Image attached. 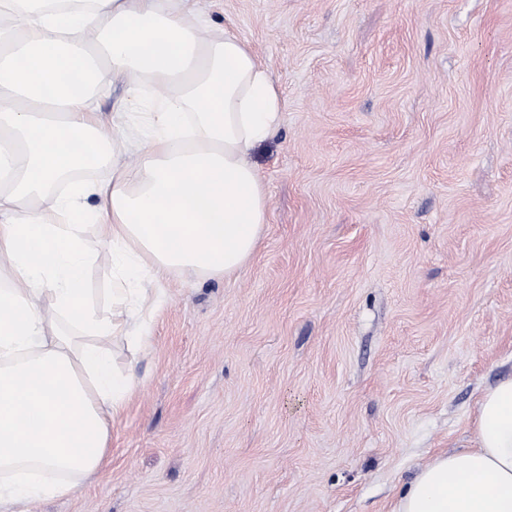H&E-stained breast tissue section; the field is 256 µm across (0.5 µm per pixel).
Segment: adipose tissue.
<instances>
[{"label": "adipose tissue", "instance_id": "1", "mask_svg": "<svg viewBox=\"0 0 512 512\" xmlns=\"http://www.w3.org/2000/svg\"><path fill=\"white\" fill-rule=\"evenodd\" d=\"M111 83L125 95L107 120L87 90ZM282 109L233 26L193 0H0V512L104 467L141 386L109 343L145 342L163 280L248 266L269 206L250 156ZM92 164L109 177L79 179ZM90 225L111 253L105 312L85 284ZM391 512H512V378L481 395L473 446L431 457Z\"/></svg>", "mask_w": 512, "mask_h": 512}]
</instances>
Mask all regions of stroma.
Segmentation results:
<instances>
[{
    "mask_svg": "<svg viewBox=\"0 0 512 512\" xmlns=\"http://www.w3.org/2000/svg\"><path fill=\"white\" fill-rule=\"evenodd\" d=\"M270 71L269 208L164 281L108 462L29 512H390L512 377V0H201Z\"/></svg>",
    "mask_w": 512,
    "mask_h": 512,
    "instance_id": "obj_1",
    "label": "stroma"
}]
</instances>
